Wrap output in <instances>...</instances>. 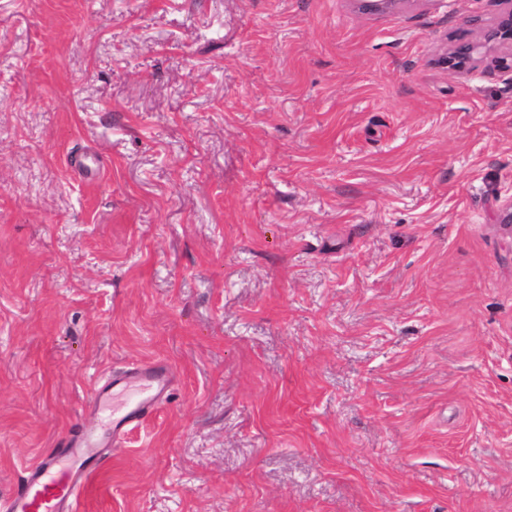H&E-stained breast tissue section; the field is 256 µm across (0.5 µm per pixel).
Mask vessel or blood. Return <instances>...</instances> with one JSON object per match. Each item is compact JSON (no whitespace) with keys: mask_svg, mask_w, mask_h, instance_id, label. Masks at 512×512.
<instances>
[{"mask_svg":"<svg viewBox=\"0 0 512 512\" xmlns=\"http://www.w3.org/2000/svg\"><path fill=\"white\" fill-rule=\"evenodd\" d=\"M167 365L147 362L113 374L99 383L93 395V409L117 400L112 410V439L120 441L128 427L151 413L171 383ZM102 439L96 430H85L64 447L44 453L27 469L8 499V512H73L86 492L75 471L89 468L102 458Z\"/></svg>","mask_w":512,"mask_h":512,"instance_id":"b4317fda","label":"vessel or blood"}]
</instances>
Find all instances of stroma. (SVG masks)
<instances>
[{"instance_id": "obj_1", "label": "stroma", "mask_w": 512, "mask_h": 512, "mask_svg": "<svg viewBox=\"0 0 512 512\" xmlns=\"http://www.w3.org/2000/svg\"><path fill=\"white\" fill-rule=\"evenodd\" d=\"M503 7L0 0V503L152 360L75 512H512ZM506 1L510 4V8L503 12L496 23L483 34L482 40L454 45L448 49L443 56V63L449 72L461 73L475 65L488 52L501 47L510 49L512 70V1ZM167 365L146 362L99 383L93 395L92 408L100 410L110 400L122 397L119 406L112 408V442L118 443L128 427L151 413L161 402L171 383Z\"/></svg>"}]
</instances>
